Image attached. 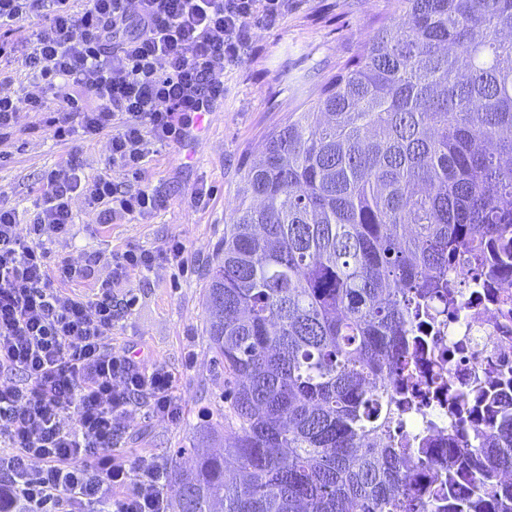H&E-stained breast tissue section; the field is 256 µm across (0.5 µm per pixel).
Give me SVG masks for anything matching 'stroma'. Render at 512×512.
<instances>
[{"mask_svg":"<svg viewBox=\"0 0 512 512\" xmlns=\"http://www.w3.org/2000/svg\"><path fill=\"white\" fill-rule=\"evenodd\" d=\"M390 10V0H289L284 17L253 26L252 43L226 67L224 96L198 137L156 146L146 157L143 184L159 195V208L99 226L83 199L75 200L70 236L55 244L51 263L79 265L96 255V278L102 280L112 274L111 255L128 247L160 252L174 239L185 247V265L162 263L114 284L122 304L112 327L113 349L175 374L174 395L182 407L175 420L143 411L126 420L117 450L130 465L148 459L167 469L188 467L186 448L208 428L226 427L229 385L206 336V269L268 134L301 102L318 99L325 81ZM110 155V133L89 138L76 127L60 140L41 115L22 111L11 135L0 141V191L18 209L30 208L45 170L70 162L89 179L105 176L126 186ZM199 187L211 191L202 206L193 198Z\"/></svg>","mask_w":512,"mask_h":512,"instance_id":"1","label":"stroma"}]
</instances>
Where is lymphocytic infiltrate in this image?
<instances>
[{"label":"lymphocytic infiltrate","instance_id":"f902f5d3","mask_svg":"<svg viewBox=\"0 0 512 512\" xmlns=\"http://www.w3.org/2000/svg\"><path fill=\"white\" fill-rule=\"evenodd\" d=\"M288 0H0V69L19 61L59 107L55 136L80 122L91 136L111 132L121 190L106 177L82 179L74 165L48 170L35 214L22 223L0 200V486L27 512H167L165 470L117 454L126 419L140 411L171 419L182 410L166 368L112 350L115 280L161 261L183 264L185 248L136 247L112 255V276L92 264L51 265L50 246L84 197L96 221L155 211L142 187L155 145L185 141L196 117L224 94V70L249 46L254 22L286 14ZM31 25V52L17 32ZM93 280L90 293L65 283Z\"/></svg>","mask_w":512,"mask_h":512}]
</instances>
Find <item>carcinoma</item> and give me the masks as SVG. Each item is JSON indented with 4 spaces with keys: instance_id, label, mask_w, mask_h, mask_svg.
Masks as SVG:
<instances>
[{
    "instance_id": "cac0c4a2",
    "label": "carcinoma",
    "mask_w": 512,
    "mask_h": 512,
    "mask_svg": "<svg viewBox=\"0 0 512 512\" xmlns=\"http://www.w3.org/2000/svg\"><path fill=\"white\" fill-rule=\"evenodd\" d=\"M464 259L512 273V0H392L247 170L206 289L236 428L172 469L173 512H408L426 471L422 512H512L511 395L473 459L384 439L412 306Z\"/></svg>"
}]
</instances>
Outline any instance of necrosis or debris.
I'll list each match as a JSON object with an SVG mask.
<instances>
[{
  "label": "necrosis or debris",
  "mask_w": 512,
  "mask_h": 512,
  "mask_svg": "<svg viewBox=\"0 0 512 512\" xmlns=\"http://www.w3.org/2000/svg\"><path fill=\"white\" fill-rule=\"evenodd\" d=\"M448 281L450 294L429 302L437 317L415 314L420 364L413 377L423 390L442 368H451L456 390L467 400L452 411L447 400L433 398L411 410L400 429L410 442H424L439 460L486 427V398L512 384V307L499 302L500 296H512V274L492 285L475 263L449 268Z\"/></svg>",
  "instance_id": "4bbe7bcc"
}]
</instances>
